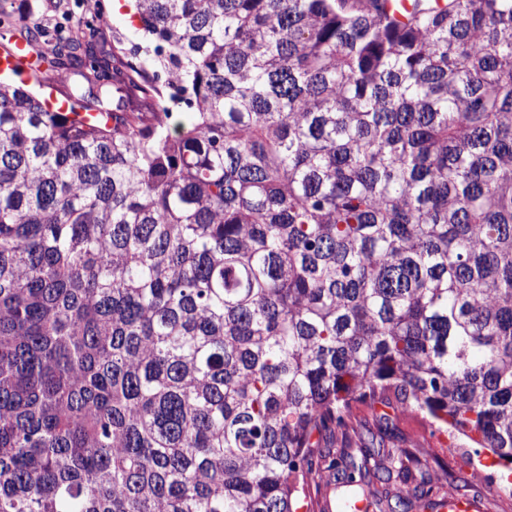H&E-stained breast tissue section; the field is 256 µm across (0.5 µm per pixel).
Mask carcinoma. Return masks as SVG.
I'll list each match as a JSON object with an SVG mask.
<instances>
[{"instance_id":"obj_1","label":"carcinoma","mask_w":512,"mask_h":512,"mask_svg":"<svg viewBox=\"0 0 512 512\" xmlns=\"http://www.w3.org/2000/svg\"><path fill=\"white\" fill-rule=\"evenodd\" d=\"M387 2L135 0L164 85L80 25L91 104L0 84V512H299L360 401L512 465V0Z\"/></svg>"}]
</instances>
